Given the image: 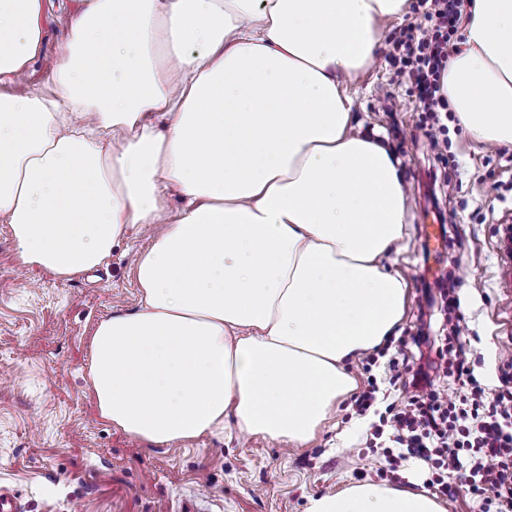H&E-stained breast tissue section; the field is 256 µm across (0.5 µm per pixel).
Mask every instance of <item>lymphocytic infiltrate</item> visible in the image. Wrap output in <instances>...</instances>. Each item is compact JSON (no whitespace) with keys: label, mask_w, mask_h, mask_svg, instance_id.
Masks as SVG:
<instances>
[{"label":"lymphocytic infiltrate","mask_w":512,"mask_h":512,"mask_svg":"<svg viewBox=\"0 0 512 512\" xmlns=\"http://www.w3.org/2000/svg\"><path fill=\"white\" fill-rule=\"evenodd\" d=\"M469 0H423V23L409 26L391 42L399 72L412 79L420 111L439 115L448 101L441 76L456 51L457 33ZM444 373L417 366L408 383L414 393L395 410L391 423L399 451H387L390 469L415 459L431 466L430 485L442 484V471L466 473L470 491L483 500V512H512V368L499 369L489 389L475 376L465 344L449 347ZM465 387L459 401L441 389V376Z\"/></svg>","instance_id":"f902f5d3"}]
</instances>
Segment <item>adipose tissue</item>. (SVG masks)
Segmentation results:
<instances>
[{"label":"adipose tissue","instance_id":"ef3b65f1","mask_svg":"<svg viewBox=\"0 0 512 512\" xmlns=\"http://www.w3.org/2000/svg\"><path fill=\"white\" fill-rule=\"evenodd\" d=\"M409 6L78 0L53 94L17 97L44 0H0V222L19 261L64 280L158 227L132 266L139 309L91 336L113 428L163 446L232 423L303 446L355 388L347 360L405 314L407 282L382 260L406 193L388 149L354 130L344 83ZM442 89L475 142L512 145V0H472ZM307 512L445 509L366 482Z\"/></svg>","mask_w":512,"mask_h":512}]
</instances>
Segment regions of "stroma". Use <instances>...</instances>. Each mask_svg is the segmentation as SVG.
<instances>
[{"instance_id": "1", "label": "stroma", "mask_w": 512, "mask_h": 512, "mask_svg": "<svg viewBox=\"0 0 512 512\" xmlns=\"http://www.w3.org/2000/svg\"><path fill=\"white\" fill-rule=\"evenodd\" d=\"M74 8L46 0L39 61L11 85L17 95L50 88L45 59L71 33ZM398 66L379 55L349 85L362 131L379 132L407 187L408 222L388 269L406 275L402 321L374 349L375 365L358 356L350 369L357 391L368 376L379 386L375 409L355 412L345 396L317 438L303 448L240 435L205 434L190 444L151 446L113 430L98 413L87 382L89 341L103 318L135 311L139 291L132 256L151 241L150 226L123 239L102 268L59 280L19 264L8 225L0 223V486L16 493L24 512H305L308 500L371 481L429 491L446 512H481L463 478L448 475L455 499L427 489L428 470L409 464L389 471L369 425L410 392L390 384L388 361L421 325L423 282L434 295L431 331L440 349L457 337L471 350L474 373L487 387L512 360V145L487 147L447 120L449 149L437 155L427 136L433 121L420 112ZM457 299L448 307L442 287Z\"/></svg>"}]
</instances>
